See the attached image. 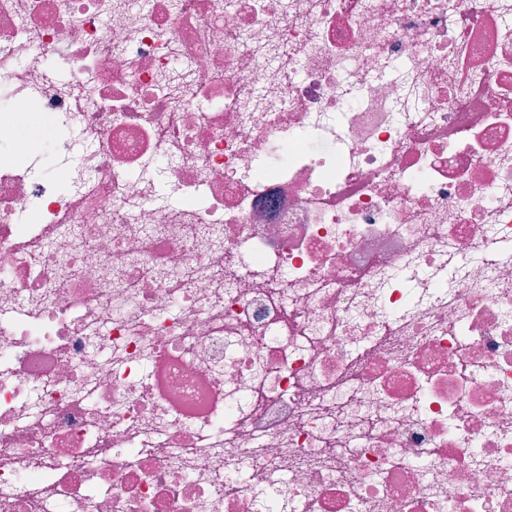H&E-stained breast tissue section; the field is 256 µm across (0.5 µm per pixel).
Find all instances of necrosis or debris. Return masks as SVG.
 I'll use <instances>...</instances> for the list:
<instances>
[{
  "label": "necrosis or debris",
  "instance_id": "obj_1",
  "mask_svg": "<svg viewBox=\"0 0 512 512\" xmlns=\"http://www.w3.org/2000/svg\"><path fill=\"white\" fill-rule=\"evenodd\" d=\"M0 512H512V0H0Z\"/></svg>",
  "mask_w": 512,
  "mask_h": 512
}]
</instances>
